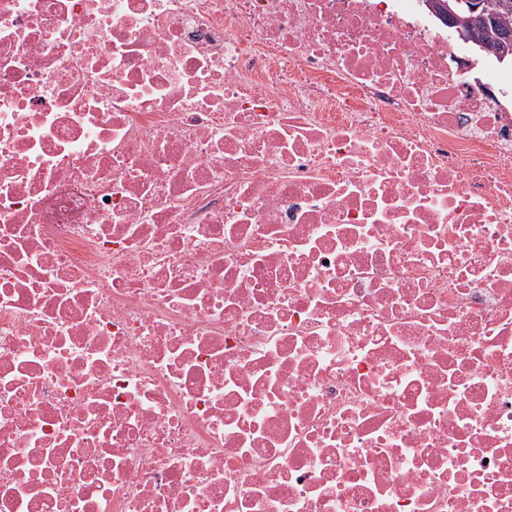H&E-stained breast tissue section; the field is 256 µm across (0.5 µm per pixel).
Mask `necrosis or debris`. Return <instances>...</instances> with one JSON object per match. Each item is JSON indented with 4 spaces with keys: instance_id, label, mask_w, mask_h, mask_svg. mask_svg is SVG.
<instances>
[{
    "instance_id": "obj_1",
    "label": "necrosis or debris",
    "mask_w": 512,
    "mask_h": 512,
    "mask_svg": "<svg viewBox=\"0 0 512 512\" xmlns=\"http://www.w3.org/2000/svg\"><path fill=\"white\" fill-rule=\"evenodd\" d=\"M427 0H0V512H512V71Z\"/></svg>"
}]
</instances>
